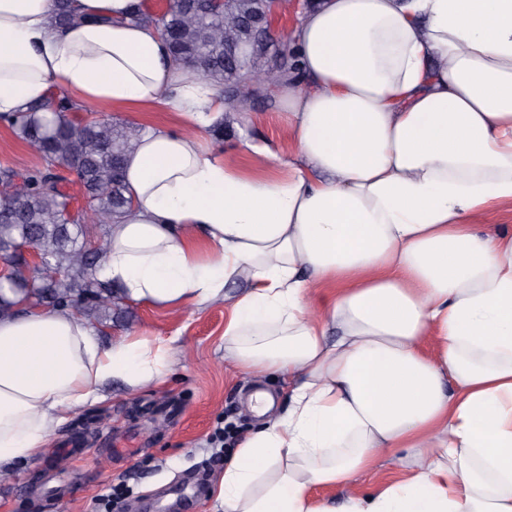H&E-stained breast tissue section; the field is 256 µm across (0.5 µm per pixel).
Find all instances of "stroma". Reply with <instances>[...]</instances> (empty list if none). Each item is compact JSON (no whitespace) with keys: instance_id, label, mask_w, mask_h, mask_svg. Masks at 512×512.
Masks as SVG:
<instances>
[{"instance_id":"1","label":"stroma","mask_w":512,"mask_h":512,"mask_svg":"<svg viewBox=\"0 0 512 512\" xmlns=\"http://www.w3.org/2000/svg\"><path fill=\"white\" fill-rule=\"evenodd\" d=\"M277 110L276 101H256L245 117L209 132L211 147L241 165L250 162L249 142L287 152ZM95 329L105 345L132 332L168 340L171 374L134 394L113 385L105 403L73 409L46 453L0 482V512H112L116 483L127 512H211L225 454L257 423L249 395L269 391L281 410L286 389L225 360L220 303L203 311L126 305Z\"/></svg>"}]
</instances>
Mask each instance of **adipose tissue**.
I'll list each match as a JSON object with an SVG mask.
<instances>
[{"label": "adipose tissue", "instance_id": "adipose-tissue-1", "mask_svg": "<svg viewBox=\"0 0 512 512\" xmlns=\"http://www.w3.org/2000/svg\"><path fill=\"white\" fill-rule=\"evenodd\" d=\"M0 0V114L52 90L145 123L99 272L126 302L223 304L224 356L288 388L211 488L214 512H512V0H313L277 87L291 147L244 169L208 129L224 88L170 55L147 0ZM241 286L229 295L227 286ZM168 342L82 316H0V469L68 413L170 373ZM397 480L362 495L382 463ZM480 231H493L495 229L512 230V204L505 202L492 211L484 224L478 226Z\"/></svg>", "mask_w": 512, "mask_h": 512}]
</instances>
